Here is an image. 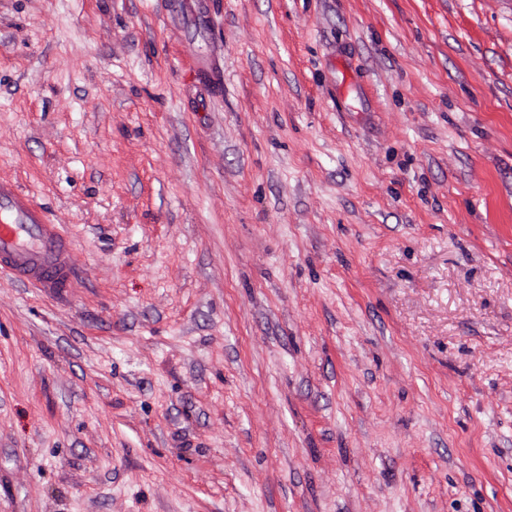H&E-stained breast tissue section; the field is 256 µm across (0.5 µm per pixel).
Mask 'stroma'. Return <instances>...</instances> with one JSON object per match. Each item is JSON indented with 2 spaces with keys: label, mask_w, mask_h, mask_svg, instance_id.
I'll list each match as a JSON object with an SVG mask.
<instances>
[{
  "label": "stroma",
  "mask_w": 512,
  "mask_h": 512,
  "mask_svg": "<svg viewBox=\"0 0 512 512\" xmlns=\"http://www.w3.org/2000/svg\"><path fill=\"white\" fill-rule=\"evenodd\" d=\"M0 512H512V0H0ZM0 211L13 223L0 224V271L24 286L53 296L69 291L78 276L72 243L48 212L17 184L0 181Z\"/></svg>",
  "instance_id": "stroma-1"
}]
</instances>
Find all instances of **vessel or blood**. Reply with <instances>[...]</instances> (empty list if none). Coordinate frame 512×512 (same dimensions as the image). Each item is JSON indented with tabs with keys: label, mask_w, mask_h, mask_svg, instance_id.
<instances>
[{
	"label": "vessel or blood",
	"mask_w": 512,
	"mask_h": 512,
	"mask_svg": "<svg viewBox=\"0 0 512 512\" xmlns=\"http://www.w3.org/2000/svg\"><path fill=\"white\" fill-rule=\"evenodd\" d=\"M0 271L13 281L61 296L78 276L72 243L48 212L17 184L0 181Z\"/></svg>",
	"instance_id": "obj_1"
}]
</instances>
